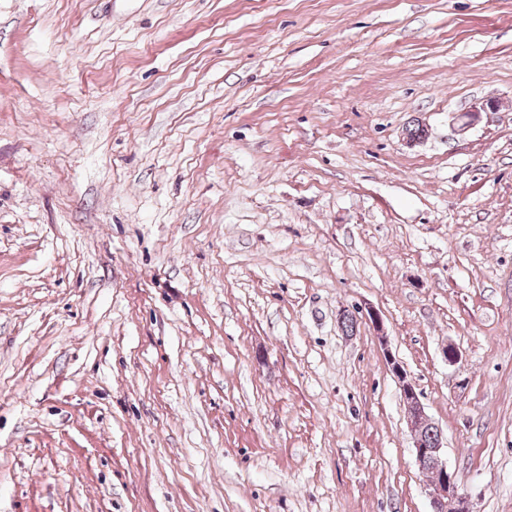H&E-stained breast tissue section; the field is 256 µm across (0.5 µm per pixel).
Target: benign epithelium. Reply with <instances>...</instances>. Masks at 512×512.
<instances>
[{"label":"benign epithelium","instance_id":"obj_1","mask_svg":"<svg viewBox=\"0 0 512 512\" xmlns=\"http://www.w3.org/2000/svg\"><path fill=\"white\" fill-rule=\"evenodd\" d=\"M385 357L397 379L400 396L407 412L415 460L419 466H428L435 471L433 481L426 486L431 512H465L468 498L461 491L455 473L448 468L441 431L425 412L416 386L403 366L390 353H385ZM424 424L434 430L430 440L426 439L421 431Z\"/></svg>","mask_w":512,"mask_h":512}]
</instances>
